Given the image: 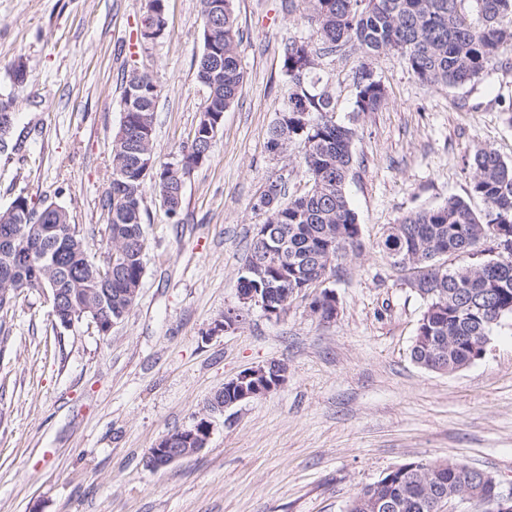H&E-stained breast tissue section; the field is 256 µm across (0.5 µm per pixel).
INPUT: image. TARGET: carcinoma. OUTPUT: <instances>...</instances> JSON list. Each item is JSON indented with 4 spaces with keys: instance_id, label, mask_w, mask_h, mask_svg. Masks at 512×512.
Segmentation results:
<instances>
[{
    "instance_id": "carcinoma-1",
    "label": "carcinoma",
    "mask_w": 512,
    "mask_h": 512,
    "mask_svg": "<svg viewBox=\"0 0 512 512\" xmlns=\"http://www.w3.org/2000/svg\"><path fill=\"white\" fill-rule=\"evenodd\" d=\"M464 0H304L307 18L316 29L318 45L288 38L281 47L288 77L284 107L268 132V148L304 142L303 165L309 177L306 193L286 198L284 185L271 182L265 223L270 244L251 241L239 277V291L261 289L273 307L291 297L290 290L310 288L319 277L336 273L339 261L360 247L361 227L347 196L355 131L333 119V88L319 73L320 60L346 48L364 56L392 53L421 82L459 87L480 82L512 44V0H473L475 15L462 9ZM166 0H146L143 26L163 34ZM203 47L196 78L208 92L207 103L189 144L175 163L144 171L141 162L154 158L153 126L159 96L148 74L124 81L121 101L133 92L130 108H122L111 142L112 180L102 200L105 232L112 250V281L97 288L90 268L101 264L84 242L79 225L68 212L58 214L25 207L0 210V239L8 236L19 257L10 267L0 258V333L6 332L12 303L30 290L72 295V323L91 321L88 308L106 321L120 322L135 302L133 292L144 276L146 249L143 198L154 184L166 213L176 214L184 200V174L203 156L210 157L216 117L237 100L244 75L237 57L240 31L233 0H201ZM353 111L375 112L387 97L385 84L361 63L355 78ZM473 169L470 195L484 208L450 196L440 206L413 211L396 224L384 248L393 266L416 270L417 294L426 300L410 356L432 372H452L481 358L484 338L512 318V161L492 149H480L468 160ZM497 252L486 259L449 265L451 256L474 258L486 239ZM262 267L264 277L247 271ZM403 464L357 491L347 512H367L363 502L387 497L394 512H430L425 501L450 486L478 488L480 476L463 462L422 467L414 493L406 497L410 469Z\"/></svg>"
}]
</instances>
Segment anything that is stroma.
<instances>
[{"instance_id": "1", "label": "stroma", "mask_w": 512, "mask_h": 512, "mask_svg": "<svg viewBox=\"0 0 512 512\" xmlns=\"http://www.w3.org/2000/svg\"><path fill=\"white\" fill-rule=\"evenodd\" d=\"M244 81L209 159L167 216L144 195L148 247L137 299L109 334L55 325L49 294L19 296L0 340V512H346L351 497L411 461H461L512 481V319L481 359L451 373L422 369L410 349L425 301L382 247L402 216L469 197L467 161L488 148L512 161V48L475 85L422 84L392 54L353 49L322 58L336 121L357 132L347 184L362 247L326 286L336 318L310 310L312 290L271 317L239 306L238 278L266 214L274 181L290 197L309 188L301 141L280 154L267 131L287 79L280 48L313 37L303 9L285 0H234ZM145 0H0V93H14L13 139L0 153V208L17 194L54 202L80 224L89 252L107 251L101 208L112 179L110 143L131 67L160 96L157 161L190 139L207 92L196 79L203 45L200 0H168L163 38L139 45ZM26 85L12 90L15 59ZM368 62L388 97L353 111L354 75ZM276 360L286 382L264 397L210 414L208 402L241 371ZM209 418L206 448L153 469L145 457L164 434Z\"/></svg>"}]
</instances>
